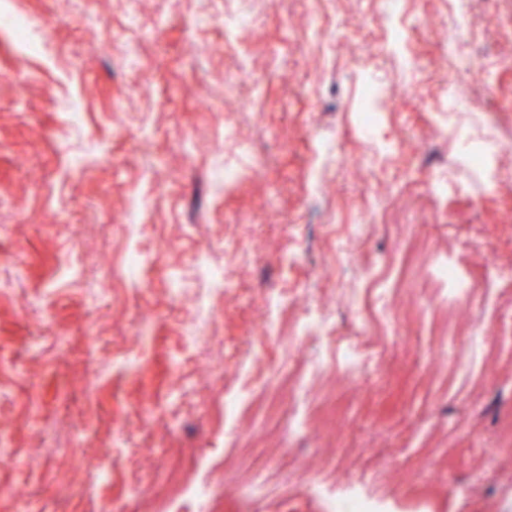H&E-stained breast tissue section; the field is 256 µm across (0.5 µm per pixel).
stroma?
<instances>
[{
	"mask_svg": "<svg viewBox=\"0 0 512 512\" xmlns=\"http://www.w3.org/2000/svg\"><path fill=\"white\" fill-rule=\"evenodd\" d=\"M10 8L0 452L15 465L0 469V512H143L180 450L237 512H261L246 498L258 460L288 512H330L356 481L389 512H512V444L500 438L512 358L484 352L497 291L461 312L460 335L439 336L428 292L397 281L409 240L451 224L462 264L512 276V155L487 184L437 135L512 148V0ZM28 17L39 29L19 34ZM392 82L407 93L388 109ZM370 109L382 118L369 137ZM349 153L360 168L344 166ZM229 169L242 174L230 186ZM361 224L372 271L347 259L327 286L326 255ZM233 238L251 254L226 251ZM337 288L352 289L350 304ZM285 305L324 309L342 329L373 312L385 350L345 382L329 348L282 326ZM262 320L270 330L249 334ZM206 323L222 338L207 351L192 339Z\"/></svg>",
	"mask_w": 512,
	"mask_h": 512,
	"instance_id": "stroma-1",
	"label": "stroma"
}]
</instances>
